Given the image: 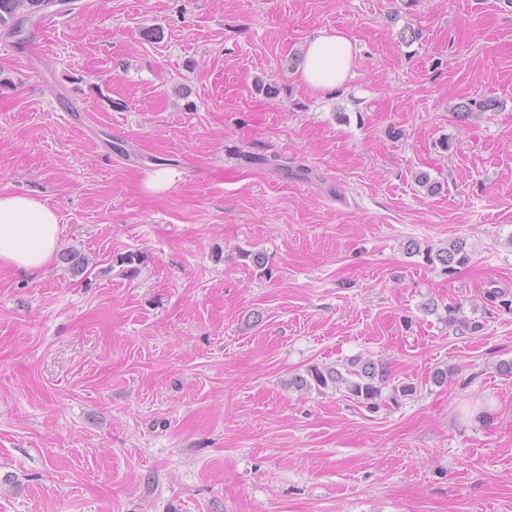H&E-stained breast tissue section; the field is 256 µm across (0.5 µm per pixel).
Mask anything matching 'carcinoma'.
Segmentation results:
<instances>
[{"label":"carcinoma","mask_w":512,"mask_h":512,"mask_svg":"<svg viewBox=\"0 0 512 512\" xmlns=\"http://www.w3.org/2000/svg\"><path fill=\"white\" fill-rule=\"evenodd\" d=\"M46 11L47 0H0V35L16 36L21 20L41 17ZM409 250L423 255L428 264L441 266L448 274L470 259L467 243L463 239L452 240L441 247L425 248L411 242ZM441 320L460 335H473L482 330V323L463 315L458 305L446 306ZM288 387L300 393L312 390L320 394L343 392L346 397L372 412L397 405L402 398L415 392V387L409 383H392L385 363L362 356L332 365H312L305 372L293 375L288 380Z\"/></svg>","instance_id":"carcinoma-1"}]
</instances>
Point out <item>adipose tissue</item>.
I'll return each mask as SVG.
<instances>
[{
  "mask_svg": "<svg viewBox=\"0 0 512 512\" xmlns=\"http://www.w3.org/2000/svg\"><path fill=\"white\" fill-rule=\"evenodd\" d=\"M353 58V43L344 32H316L308 40L301 80L315 91L334 92L346 80ZM60 233L59 217L51 207L30 196L0 193V269L42 276Z\"/></svg>",
  "mask_w": 512,
  "mask_h": 512,
  "instance_id": "1",
  "label": "adipose tissue"
}]
</instances>
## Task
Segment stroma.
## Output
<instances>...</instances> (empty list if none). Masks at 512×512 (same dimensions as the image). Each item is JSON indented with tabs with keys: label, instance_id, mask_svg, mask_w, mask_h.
Masks as SVG:
<instances>
[{
	"label": "stroma",
	"instance_id": "35a3bbf8",
	"mask_svg": "<svg viewBox=\"0 0 512 512\" xmlns=\"http://www.w3.org/2000/svg\"><path fill=\"white\" fill-rule=\"evenodd\" d=\"M82 2L0 39V191L87 259L0 270V512H512V0ZM458 237L451 275L406 250ZM359 354L415 394L288 387ZM353 58V43L343 31H318L308 40L301 81L315 91L334 92L346 80ZM440 319L448 323V327L460 335H473L482 330V323L463 315V310L458 305L445 306V315Z\"/></svg>",
	"mask_w": 512,
	"mask_h": 512
}]
</instances>
